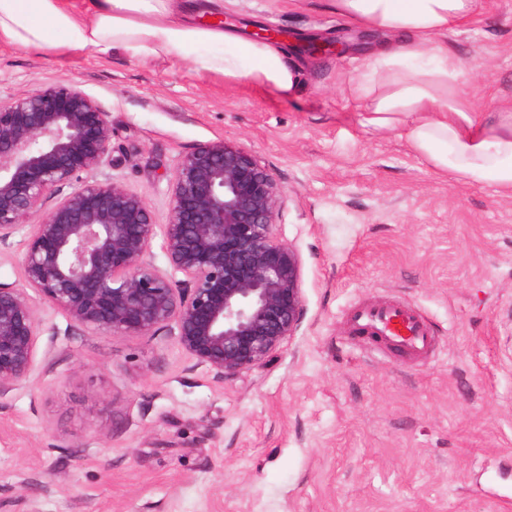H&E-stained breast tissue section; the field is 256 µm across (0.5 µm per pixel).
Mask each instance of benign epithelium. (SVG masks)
<instances>
[{
    "label": "benign epithelium",
    "mask_w": 512,
    "mask_h": 512,
    "mask_svg": "<svg viewBox=\"0 0 512 512\" xmlns=\"http://www.w3.org/2000/svg\"><path fill=\"white\" fill-rule=\"evenodd\" d=\"M346 49L338 38L303 52ZM105 165L112 125L79 87L37 84L0 97V248L25 232L24 286L0 283V393L35 362L40 318L29 289L94 332L167 328L218 382L263 365L297 335L302 258L274 232L286 192L253 152L218 140L180 158L163 244L180 280L150 259L156 224L146 200L113 179L82 178ZM49 199L42 220L28 223Z\"/></svg>",
    "instance_id": "obj_1"
}]
</instances>
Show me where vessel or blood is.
Listing matches in <instances>:
<instances>
[{
	"instance_id": "vessel-or-blood-1",
	"label": "vessel or blood",
	"mask_w": 512,
	"mask_h": 512,
	"mask_svg": "<svg viewBox=\"0 0 512 512\" xmlns=\"http://www.w3.org/2000/svg\"><path fill=\"white\" fill-rule=\"evenodd\" d=\"M349 321L354 331L379 337L387 345L414 354L428 353L432 347L422 318L402 305L361 308L351 313Z\"/></svg>"
}]
</instances>
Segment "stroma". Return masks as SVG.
<instances>
[{"instance_id": "35a3bbf8", "label": "stroma", "mask_w": 512, "mask_h": 512, "mask_svg": "<svg viewBox=\"0 0 512 512\" xmlns=\"http://www.w3.org/2000/svg\"><path fill=\"white\" fill-rule=\"evenodd\" d=\"M224 24L287 32L290 95L185 61L0 41V96L74 84L112 124V178L164 224L182 155L225 140L271 168L275 232L303 261L289 346L218 383L168 330L95 333L36 300L30 377L0 394V512H512V195L435 176L342 89L367 56H303L355 27L330 0H224ZM490 111L512 98V0L439 38ZM413 308L415 357L352 332Z\"/></svg>"}]
</instances>
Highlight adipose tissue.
I'll use <instances>...</instances> for the list:
<instances>
[{
    "mask_svg": "<svg viewBox=\"0 0 512 512\" xmlns=\"http://www.w3.org/2000/svg\"><path fill=\"white\" fill-rule=\"evenodd\" d=\"M356 27L399 37L375 51L345 88L360 123L393 132L435 173L512 194V101L476 111L459 57L436 46L481 12V0H332ZM224 0H0V41L33 51L181 59L200 73L296 87L276 44L224 28Z\"/></svg>",
    "mask_w": 512,
    "mask_h": 512,
    "instance_id": "obj_1",
    "label": "adipose tissue"
}]
</instances>
